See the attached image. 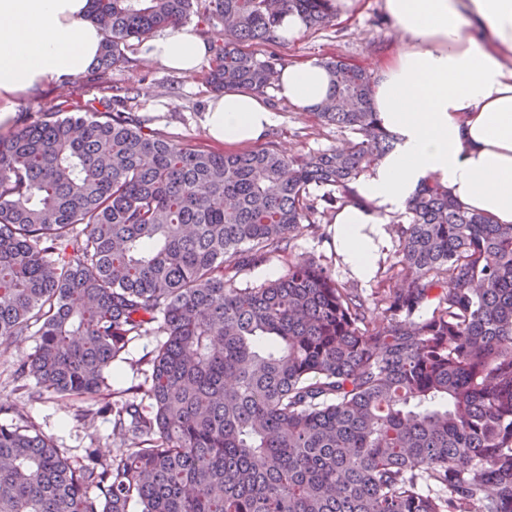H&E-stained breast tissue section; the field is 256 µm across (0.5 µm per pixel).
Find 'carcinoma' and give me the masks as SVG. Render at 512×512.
Returning a JSON list of instances; mask_svg holds the SVG:
<instances>
[{"mask_svg": "<svg viewBox=\"0 0 512 512\" xmlns=\"http://www.w3.org/2000/svg\"><path fill=\"white\" fill-rule=\"evenodd\" d=\"M222 43L211 90L264 93L281 16L330 0H207ZM198 0H88L95 70L132 39L176 30ZM316 108L341 147L215 153L146 132L120 107L58 100L0 135V338L36 336L16 378L94 398L130 343L157 336L120 446L73 464L0 425V512H512V224L424 180L396 224L398 271L363 296L314 261L256 286L237 275L287 250L394 149L372 74L329 58ZM323 190L313 196L310 188ZM431 315L417 321L423 306Z\"/></svg>", "mask_w": 512, "mask_h": 512, "instance_id": "1", "label": "carcinoma"}]
</instances>
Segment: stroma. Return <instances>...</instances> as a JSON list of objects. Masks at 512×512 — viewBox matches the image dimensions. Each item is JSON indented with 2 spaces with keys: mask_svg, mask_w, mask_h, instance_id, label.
Wrapping results in <instances>:
<instances>
[{
  "mask_svg": "<svg viewBox=\"0 0 512 512\" xmlns=\"http://www.w3.org/2000/svg\"><path fill=\"white\" fill-rule=\"evenodd\" d=\"M399 32L387 18L382 0H359L349 17L333 16L328 26L305 30L294 40L276 46L283 62L299 63L311 59L336 57L347 63L375 72L380 61L401 46ZM124 62L113 66L102 78L89 75L49 81L35 94L21 97L16 117L42 111L51 101L67 98L91 102L102 97L104 87L133 88L126 109L146 119L149 129L162 133L188 148L223 151L204 127L205 111L213 94L204 82L203 72L187 76L164 67L146 56L144 42L130 41ZM263 101L274 115V123L262 138V145H275L288 155H306L339 146L345 140L335 126L327 125L309 112L294 107L267 91ZM332 224L321 223L291 243L293 255H303L331 268L336 279L363 293H370L374 279L354 275L332 243ZM38 339L21 336L0 343V424L34 425L52 439L71 462H79L87 449H97L111 458L119 445L111 423L87 417L95 403L63 401L44 393L32 395L20 387L13 376L18 360L32 354Z\"/></svg>",
  "mask_w": 512,
  "mask_h": 512,
  "instance_id": "1",
  "label": "stroma"
}]
</instances>
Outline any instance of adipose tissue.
Listing matches in <instances>:
<instances>
[{
  "label": "adipose tissue",
  "mask_w": 512,
  "mask_h": 512,
  "mask_svg": "<svg viewBox=\"0 0 512 512\" xmlns=\"http://www.w3.org/2000/svg\"><path fill=\"white\" fill-rule=\"evenodd\" d=\"M383 8L403 45L381 63L371 102L396 144L360 182L365 205H346L334 220L339 252L363 279L421 179L447 187L468 211L512 224V0H383ZM86 11L87 0H0V122L20 95L90 68L103 34ZM147 54L190 75L208 47L185 29L149 40ZM331 90L316 60L283 66L275 83L277 97L304 112ZM272 123L244 88L217 95L205 115L209 136L227 145L257 141Z\"/></svg>",
  "instance_id": "ef3b65f1"
}]
</instances>
